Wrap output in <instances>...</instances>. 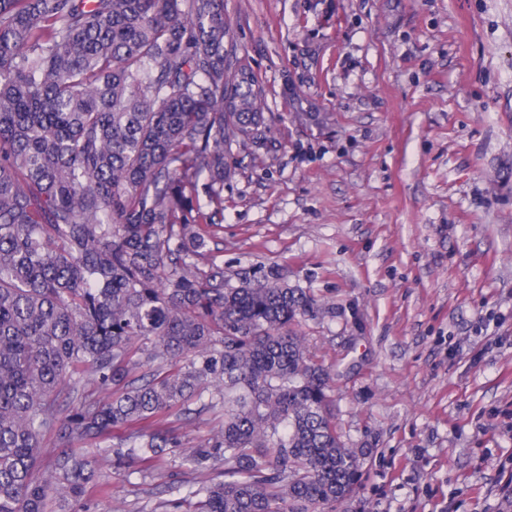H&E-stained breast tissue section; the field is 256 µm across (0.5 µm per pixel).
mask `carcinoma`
Segmentation results:
<instances>
[{
    "instance_id": "obj_1",
    "label": "carcinoma",
    "mask_w": 512,
    "mask_h": 512,
    "mask_svg": "<svg viewBox=\"0 0 512 512\" xmlns=\"http://www.w3.org/2000/svg\"><path fill=\"white\" fill-rule=\"evenodd\" d=\"M224 0H0V512H72L101 459L159 474L195 400L224 425L183 456L200 512H323L362 467L293 329L324 303L224 280V155L265 135ZM91 381L107 400L80 393ZM65 442L41 472L42 441Z\"/></svg>"
}]
</instances>
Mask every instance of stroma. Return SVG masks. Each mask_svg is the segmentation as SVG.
Returning <instances> with one entry per match:
<instances>
[{
	"label": "stroma",
	"mask_w": 512,
	"mask_h": 512,
	"mask_svg": "<svg viewBox=\"0 0 512 512\" xmlns=\"http://www.w3.org/2000/svg\"><path fill=\"white\" fill-rule=\"evenodd\" d=\"M229 66L269 132L232 146L229 284L278 272L337 430L363 462L336 512H512V0H224ZM222 409L169 423L161 476L102 463L88 512H165Z\"/></svg>",
	"instance_id": "obj_1"
}]
</instances>
